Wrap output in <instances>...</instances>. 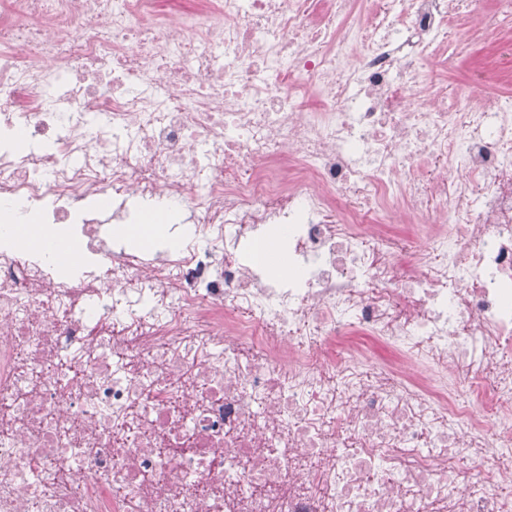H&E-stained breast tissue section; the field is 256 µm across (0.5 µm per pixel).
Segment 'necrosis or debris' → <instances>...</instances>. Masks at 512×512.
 <instances>
[{
    "instance_id": "4bbe7bcc",
    "label": "necrosis or debris",
    "mask_w": 512,
    "mask_h": 512,
    "mask_svg": "<svg viewBox=\"0 0 512 512\" xmlns=\"http://www.w3.org/2000/svg\"><path fill=\"white\" fill-rule=\"evenodd\" d=\"M356 2L0 0V512H512V94L406 83L498 16Z\"/></svg>"
}]
</instances>
